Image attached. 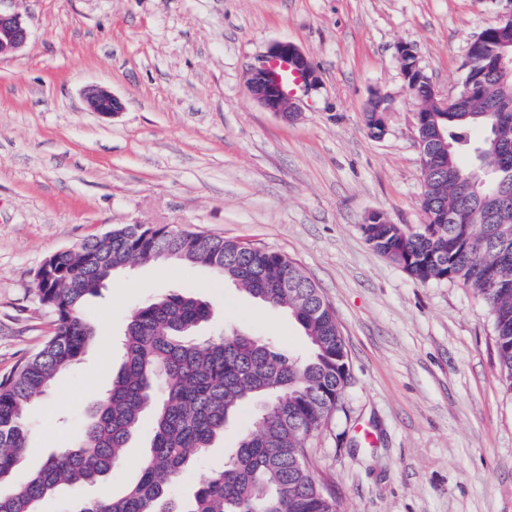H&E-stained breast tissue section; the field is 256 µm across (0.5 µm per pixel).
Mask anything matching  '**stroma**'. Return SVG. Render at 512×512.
Masks as SVG:
<instances>
[{
	"label": "stroma",
	"instance_id": "obj_1",
	"mask_svg": "<svg viewBox=\"0 0 512 512\" xmlns=\"http://www.w3.org/2000/svg\"><path fill=\"white\" fill-rule=\"evenodd\" d=\"M29 28L0 60V375L55 330L33 273L53 254L121 224H172L278 251L333 308L348 353L341 404L309 443L344 512H512V394L492 319L472 290L423 284L376 252L360 226L375 212L422 224L417 103L399 45L417 52L440 96L456 94L469 43L512 0H0ZM309 58L315 89L291 123L251 98L247 72L278 41ZM124 102L91 112L86 87ZM390 95L383 138L363 112ZM191 292L204 328L268 336L301 353L288 313L210 268L137 264L115 272L83 317L94 338L27 411L20 475L75 446L122 363L125 327L146 299ZM227 428L192 453L174 496L220 470ZM150 431L128 442L93 494L122 496Z\"/></svg>",
	"mask_w": 512,
	"mask_h": 512
}]
</instances>
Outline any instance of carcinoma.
Returning a JSON list of instances; mask_svg holds the SVG:
<instances>
[{
	"mask_svg": "<svg viewBox=\"0 0 512 512\" xmlns=\"http://www.w3.org/2000/svg\"><path fill=\"white\" fill-rule=\"evenodd\" d=\"M481 88L464 112H428L442 136L429 152L447 171H421L424 222L395 224L381 213L360 225L378 253L424 283L456 282L472 289L493 323L500 374L512 392V158L499 144L512 143V119L491 111L512 95L492 49L475 53ZM377 103L369 102L364 126L382 132ZM448 211L444 224L439 213ZM179 261L215 270L260 302L295 319L309 348L281 349L267 337L235 332L217 339L197 335L209 305L190 293L154 296L137 307L123 342V361L112 387L97 404L75 447L50 454L21 483L15 475L26 444V412L56 376L75 363L93 338L81 314L118 269L131 263ZM37 273L38 304L52 313V336L9 374L0 377V512H36L61 485L96 484L122 458L131 436L151 416L149 456L140 477L118 499L81 497L68 512H342L310 464L307 443L340 404L348 357L336 316L300 265L286 255L222 236L182 235L168 224H125L88 239ZM255 397L275 406L258 410L239 434L224 466L187 501L170 484L193 451L224 433L240 407Z\"/></svg>",
	"mask_w": 512,
	"mask_h": 512,
	"instance_id": "carcinoma-1",
	"label": "carcinoma"
}]
</instances>
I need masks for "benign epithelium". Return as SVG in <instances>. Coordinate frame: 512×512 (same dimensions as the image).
<instances>
[{
  "mask_svg": "<svg viewBox=\"0 0 512 512\" xmlns=\"http://www.w3.org/2000/svg\"><path fill=\"white\" fill-rule=\"evenodd\" d=\"M497 35L494 54L497 68L505 78L512 77V14L500 18L488 26ZM29 38V28L13 13L0 11V59L22 49ZM400 58L412 59V65L403 71V76L410 89H415L422 82L419 57L407 45L399 47ZM298 78V87L309 90L317 82L316 73L307 56L292 42L280 41L273 44L268 53L262 56L249 73L248 88L252 99L265 111L272 112L288 122L298 117L295 92L288 90V83L283 80V73ZM475 78L465 74L460 90L451 97L438 99L433 86H428V94L437 101L443 111L459 112L465 109L471 98ZM85 98L90 109L103 117H113L123 111V103L110 90L92 85L85 89ZM417 141L421 155V166H426L431 156L428 151V137L422 133V111L416 112Z\"/></svg>",
  "mask_w": 512,
  "mask_h": 512,
  "instance_id": "obj_1",
  "label": "benign epithelium"
}]
</instances>
